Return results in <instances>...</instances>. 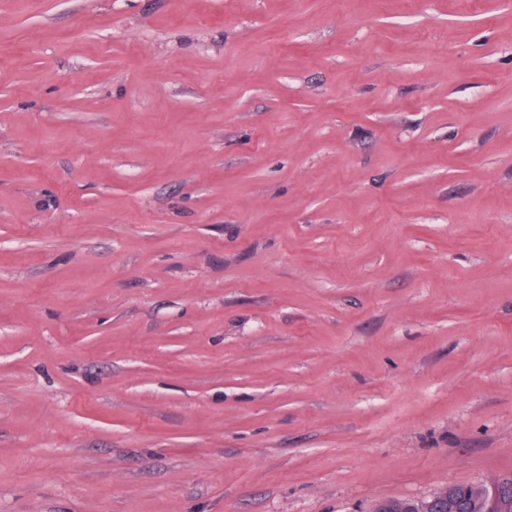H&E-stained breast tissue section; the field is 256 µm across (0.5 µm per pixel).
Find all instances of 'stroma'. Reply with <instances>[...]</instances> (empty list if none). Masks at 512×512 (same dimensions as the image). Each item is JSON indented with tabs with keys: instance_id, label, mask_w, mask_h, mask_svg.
Masks as SVG:
<instances>
[{
	"instance_id": "35a3bbf8",
	"label": "stroma",
	"mask_w": 512,
	"mask_h": 512,
	"mask_svg": "<svg viewBox=\"0 0 512 512\" xmlns=\"http://www.w3.org/2000/svg\"><path fill=\"white\" fill-rule=\"evenodd\" d=\"M511 473L512 0H0V512Z\"/></svg>"
}]
</instances>
